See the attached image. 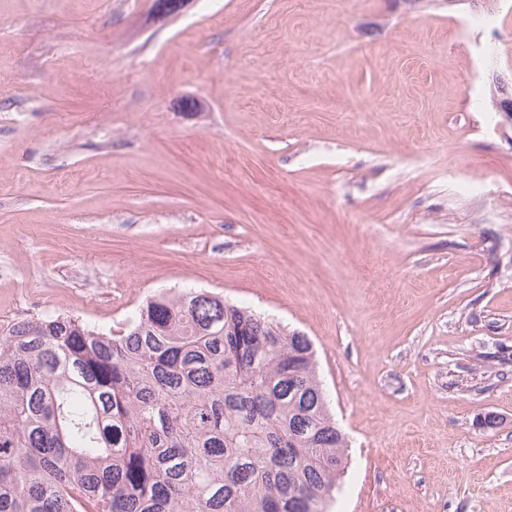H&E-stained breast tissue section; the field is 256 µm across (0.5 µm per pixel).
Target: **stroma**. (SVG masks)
I'll return each instance as SVG.
<instances>
[{"label":"stroma","instance_id":"35a3bbf8","mask_svg":"<svg viewBox=\"0 0 512 512\" xmlns=\"http://www.w3.org/2000/svg\"><path fill=\"white\" fill-rule=\"evenodd\" d=\"M500 79L512 0H0V324L221 294L314 345L329 512H512Z\"/></svg>","mask_w":512,"mask_h":512}]
</instances>
